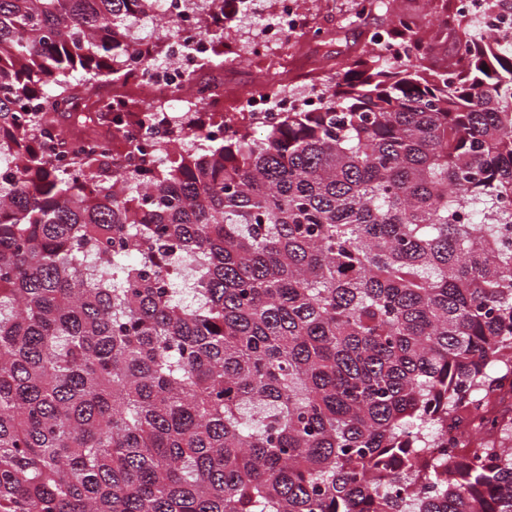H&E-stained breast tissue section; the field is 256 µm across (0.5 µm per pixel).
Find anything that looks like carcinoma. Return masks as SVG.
Wrapping results in <instances>:
<instances>
[{"label":"carcinoma","instance_id":"cac0c4a2","mask_svg":"<svg viewBox=\"0 0 512 512\" xmlns=\"http://www.w3.org/2000/svg\"><path fill=\"white\" fill-rule=\"evenodd\" d=\"M165 4L0 0V512H512V43L431 70L402 14L321 107L114 169Z\"/></svg>","mask_w":512,"mask_h":512}]
</instances>
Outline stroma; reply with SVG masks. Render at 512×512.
Segmentation results:
<instances>
[{"mask_svg":"<svg viewBox=\"0 0 512 512\" xmlns=\"http://www.w3.org/2000/svg\"><path fill=\"white\" fill-rule=\"evenodd\" d=\"M446 0H379L364 15H357L356 0H303V11L308 30L293 33L265 57L256 59L247 52L248 46L261 30V25L273 19L274 0H254V18H244L229 28L226 38L235 49L225 52L232 69L223 73L228 89L222 111L236 107L238 92L251 88L259 81L284 80L287 88L302 92L311 81L338 79L345 64L365 60L373 55L369 44L370 33L376 29L388 30L397 14L410 11L419 22V34L429 42L428 65L439 69L456 55L453 39L435 40V26ZM323 31L321 40L311 38L312 29Z\"/></svg>","mask_w":512,"mask_h":512,"instance_id":"1","label":"stroma"}]
</instances>
